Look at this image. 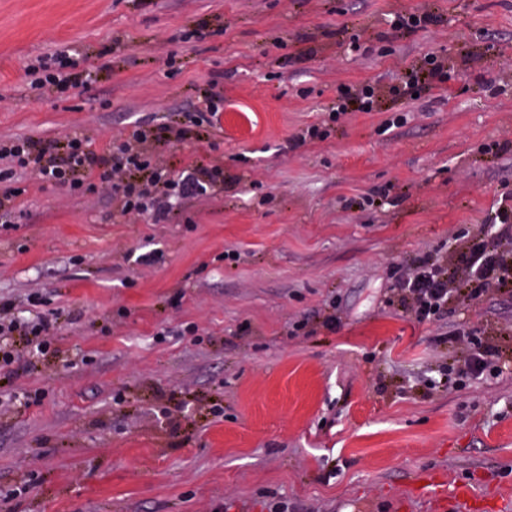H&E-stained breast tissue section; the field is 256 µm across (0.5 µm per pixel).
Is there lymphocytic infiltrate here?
<instances>
[{
	"mask_svg": "<svg viewBox=\"0 0 512 512\" xmlns=\"http://www.w3.org/2000/svg\"><path fill=\"white\" fill-rule=\"evenodd\" d=\"M42 76L35 82L39 92H58L91 85L96 74L91 66L76 61L70 48L56 49L41 65ZM448 87V71L434 54L421 65L409 69L396 95L415 91H443ZM154 131L134 126L126 136L93 148L91 139L68 131L49 140L20 138L0 140V223H10L14 202L21 195L15 187L18 175L32 173L43 186H65L71 192L102 194L115 200L122 214H151L154 223H163L169 208L178 201L206 194L209 186L222 182L220 167L187 165L179 173L170 169L144 144ZM512 288V204L498 210L490 234H478L463 245L454 265L422 253L401 266L395 289L403 313L418 322L430 321L442 312L449 300L471 303L496 291ZM27 316L16 314V305L0 299V373H11L31 364L39 356L55 350L54 318L36 310L37 295L27 297ZM464 351L469 376L480 377L499 356V351L480 328L466 326L452 335Z\"/></svg>",
	"mask_w": 512,
	"mask_h": 512,
	"instance_id": "f902f5d3",
	"label": "lymphocytic infiltrate"
}]
</instances>
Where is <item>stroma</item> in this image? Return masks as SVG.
Instances as JSON below:
<instances>
[{"mask_svg":"<svg viewBox=\"0 0 512 512\" xmlns=\"http://www.w3.org/2000/svg\"><path fill=\"white\" fill-rule=\"evenodd\" d=\"M62 46L95 82L35 96ZM431 52L447 91L394 98ZM365 84L374 110L330 121ZM215 94L216 125L156 150L224 185L165 223L19 180L0 298L40 293L57 351L0 375L32 396L0 413V512H431L423 472L512 498V293L425 323L388 302L401 264L455 262L512 194V0H0V140L98 144ZM464 322L499 369L450 386ZM437 22V16L431 12L397 13L390 20L389 29L397 36L408 37L428 29Z\"/></svg>","mask_w":512,"mask_h":512,"instance_id":"obj_1","label":"stroma"}]
</instances>
